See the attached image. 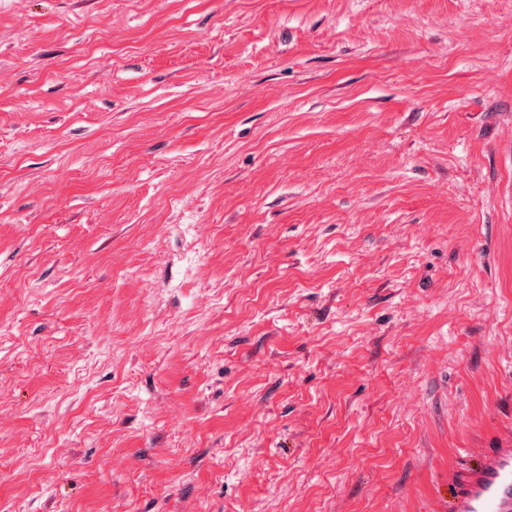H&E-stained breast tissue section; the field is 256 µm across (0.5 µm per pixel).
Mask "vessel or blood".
Instances as JSON below:
<instances>
[{
	"mask_svg": "<svg viewBox=\"0 0 512 512\" xmlns=\"http://www.w3.org/2000/svg\"><path fill=\"white\" fill-rule=\"evenodd\" d=\"M449 478L454 491L445 512H512V437L498 447L476 449L469 464Z\"/></svg>",
	"mask_w": 512,
	"mask_h": 512,
	"instance_id": "obj_1",
	"label": "vessel or blood"
}]
</instances>
